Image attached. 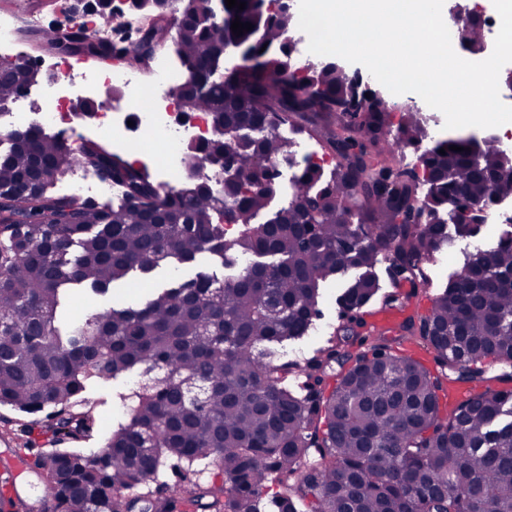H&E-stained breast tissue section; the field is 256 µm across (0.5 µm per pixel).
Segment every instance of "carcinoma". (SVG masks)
Instances as JSON below:
<instances>
[{
  "mask_svg": "<svg viewBox=\"0 0 512 512\" xmlns=\"http://www.w3.org/2000/svg\"><path fill=\"white\" fill-rule=\"evenodd\" d=\"M182 7L176 44L196 78L179 96L220 132L192 149L189 165L224 157L236 170L224 189L197 177L167 187L101 139L73 151L33 127L0 143V406L52 413L31 421L25 447L35 434L50 444L92 435L91 379L124 380L143 365L160 377L123 398L107 460L60 447L41 457L44 510L512 512V374L492 373L512 367V232L469 255L429 313L407 316L395 334L374 335L359 316L380 291L383 260L395 286L410 284L386 305L409 307L425 264L468 236L472 201L512 197V158L484 142L475 164L466 147L477 139L449 137L423 151L418 179L393 159L428 138L422 119L404 110L391 135L388 102L359 93L331 59L296 78L281 37L288 13L261 15L255 40L231 30L237 17L252 22L247 9ZM226 40L243 57L218 80ZM10 70L0 110L41 79L26 64ZM285 124L316 135L339 163L327 174L296 163ZM278 162L295 167L288 201L259 224L284 193ZM76 167L120 201L56 194ZM415 200L428 211L423 224ZM226 224L238 235L226 237ZM204 255L224 275L176 276L140 306L65 316L66 285L105 294L135 273L177 271ZM348 272L336 295L352 313L341 336L302 366L278 361L308 334L322 287ZM411 342L432 350L436 372L401 352ZM455 383L473 393L447 412L442 392ZM205 460L222 484H186ZM167 465L180 483L158 498L148 488Z\"/></svg>",
  "mask_w": 512,
  "mask_h": 512,
  "instance_id": "1",
  "label": "carcinoma"
}]
</instances>
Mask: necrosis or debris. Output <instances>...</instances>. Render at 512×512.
Masks as SVG:
<instances>
[{
	"mask_svg": "<svg viewBox=\"0 0 512 512\" xmlns=\"http://www.w3.org/2000/svg\"><path fill=\"white\" fill-rule=\"evenodd\" d=\"M30 64L44 72L40 103L33 111L19 105L0 113L1 128L38 127L72 146L84 136L73 105L82 99L91 101L97 111L93 131L107 138L113 149L136 156L153 168L160 182L171 186L184 172L190 148L211 136L209 113L188 114L177 105V90L188 77L181 60H160L149 86L131 69L75 71L64 56L50 65L35 58Z\"/></svg>",
	"mask_w": 512,
	"mask_h": 512,
	"instance_id": "1",
	"label": "necrosis or debris"
}]
</instances>
